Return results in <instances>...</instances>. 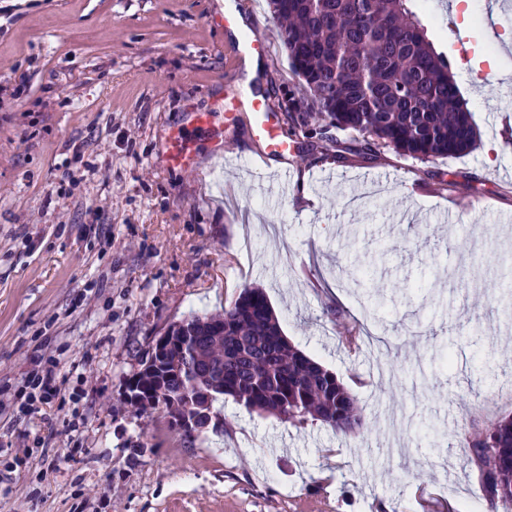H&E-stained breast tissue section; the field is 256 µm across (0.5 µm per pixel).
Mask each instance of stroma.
Wrapping results in <instances>:
<instances>
[{
	"mask_svg": "<svg viewBox=\"0 0 512 512\" xmlns=\"http://www.w3.org/2000/svg\"><path fill=\"white\" fill-rule=\"evenodd\" d=\"M225 1L0 0V89L17 95L0 111V512H504L468 442L512 416V100L454 66L479 135L462 157L324 141L266 160L248 111L214 156L187 115L242 82ZM229 1L269 44L257 88L278 111L276 89L297 85L280 29L266 0ZM174 131L196 168L167 165ZM263 165L306 182L261 192ZM245 284L370 432L347 441L223 396L215 427L187 437L128 403L154 337ZM49 359L51 404H14Z\"/></svg>",
	"mask_w": 512,
	"mask_h": 512,
	"instance_id": "1",
	"label": "stroma"
}]
</instances>
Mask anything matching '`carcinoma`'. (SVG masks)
I'll return each mask as SVG.
<instances>
[{
    "label": "carcinoma",
    "mask_w": 512,
    "mask_h": 512,
    "mask_svg": "<svg viewBox=\"0 0 512 512\" xmlns=\"http://www.w3.org/2000/svg\"><path fill=\"white\" fill-rule=\"evenodd\" d=\"M413 0H267L299 91L281 96L300 144L324 139L313 120L350 134L336 141L363 155L383 149L420 161L460 157L477 145L472 112L458 98L449 59L433 50ZM219 329L197 335L200 379L248 410L303 425L316 421L349 440L365 419L338 376L293 346L263 289L244 285L219 315H193ZM137 392L167 411L165 392L192 379L132 374ZM490 500L512 506V417L469 443Z\"/></svg>",
    "instance_id": "cac0c4a2"
}]
</instances>
